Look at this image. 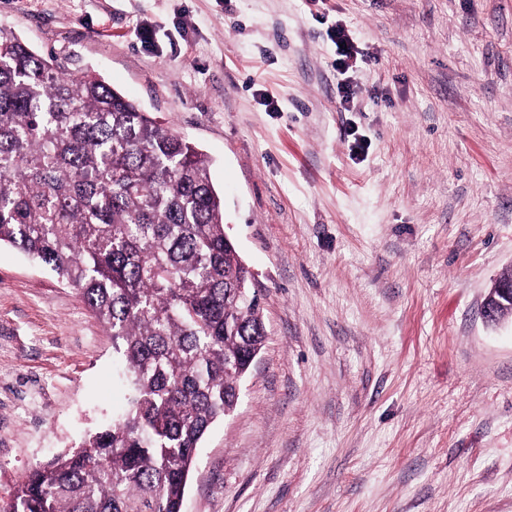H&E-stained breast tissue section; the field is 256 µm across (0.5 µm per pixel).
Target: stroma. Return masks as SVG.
<instances>
[{
  "instance_id": "35a3bbf8",
  "label": "stroma",
  "mask_w": 512,
  "mask_h": 512,
  "mask_svg": "<svg viewBox=\"0 0 512 512\" xmlns=\"http://www.w3.org/2000/svg\"><path fill=\"white\" fill-rule=\"evenodd\" d=\"M0 27L212 161L268 336L183 512H512V318L478 315L512 272V0H0ZM114 363L1 246L0 497L111 423ZM330 37L336 45V54L339 56L336 59V71L340 75H345L348 70L346 61L357 56V47L350 41L345 29L340 25L331 30ZM340 44H343V48H340Z\"/></svg>"
}]
</instances>
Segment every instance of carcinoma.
<instances>
[{
  "label": "carcinoma",
  "instance_id": "carcinoma-1",
  "mask_svg": "<svg viewBox=\"0 0 512 512\" xmlns=\"http://www.w3.org/2000/svg\"><path fill=\"white\" fill-rule=\"evenodd\" d=\"M211 167L101 78L0 28V245L77 291L129 392L0 512H181L202 440L267 339Z\"/></svg>",
  "mask_w": 512,
  "mask_h": 512
}]
</instances>
